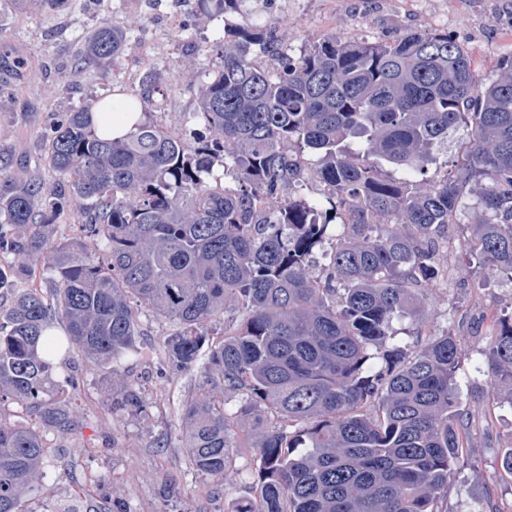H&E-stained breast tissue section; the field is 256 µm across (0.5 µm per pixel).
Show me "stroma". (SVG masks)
<instances>
[{
  "label": "stroma",
  "instance_id": "35a3bbf8",
  "mask_svg": "<svg viewBox=\"0 0 512 512\" xmlns=\"http://www.w3.org/2000/svg\"><path fill=\"white\" fill-rule=\"evenodd\" d=\"M104 21L127 35L123 55L100 70H83L77 51ZM275 24L292 50L333 34L342 40H388L409 30L446 34L470 52L483 80L495 78L512 56V0H239L218 17L201 14L198 0H67L50 11L41 0L0 6V162L7 174L56 179L46 166L43 135L63 112L119 91L139 97L146 72L159 91L146 118L167 131L182 129L197 109V93L218 62L225 30L242 22ZM471 138L460 125L434 151L428 175L438 178L459 164ZM436 290L425 292L414 314L392 320V341L418 350L430 333L457 337L462 357L456 383L469 427L460 464L436 504L438 512H512V472L502 455L512 448V405L487 394L483 371L491 336L512 313V283L485 277L477 263L455 264ZM135 352L109 369L84 359L58 365L76 373L77 389L64 400L81 428L63 447H52L41 488L25 501L27 512H44L78 498L101 512H232L250 496L258 461L250 440H241L235 477L216 483L194 473L180 436L183 404L207 387L205 360L182 373L168 370L164 342L173 323L143 313ZM139 388L147 408L119 409L118 380Z\"/></svg>",
  "mask_w": 512,
  "mask_h": 512
}]
</instances>
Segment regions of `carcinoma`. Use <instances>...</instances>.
Listing matches in <instances>:
<instances>
[{
	"label": "carcinoma",
	"mask_w": 512,
	"mask_h": 512,
	"mask_svg": "<svg viewBox=\"0 0 512 512\" xmlns=\"http://www.w3.org/2000/svg\"><path fill=\"white\" fill-rule=\"evenodd\" d=\"M125 43L104 23L79 60L109 64ZM219 55L196 126L181 134L144 121L103 140L87 105L46 131L52 186L0 171V404L46 428L0 419V512H25L39 489L46 432L62 442L80 427L60 395L78 378L56 380L57 357L117 363L136 349L145 311L176 326L165 343L172 370L206 350L210 375L240 396L233 413L208 392L183 406L193 470L224 479L233 426L275 419L253 434L256 488L233 512H436L448 488L467 427L457 339L418 351L385 339L393 316L439 283L464 209L472 234L462 248L512 282V57L487 83L446 34L328 35L294 56L272 26L238 27ZM462 123L472 138L454 175L421 186L382 172L385 161L426 175L433 147ZM63 200L80 211L85 240H55ZM35 259L46 293L31 284ZM228 303L240 323L217 340L210 325ZM486 359L491 396L512 398V315ZM145 403L123 387L122 408Z\"/></svg>",
	"instance_id": "carcinoma-1"
}]
</instances>
